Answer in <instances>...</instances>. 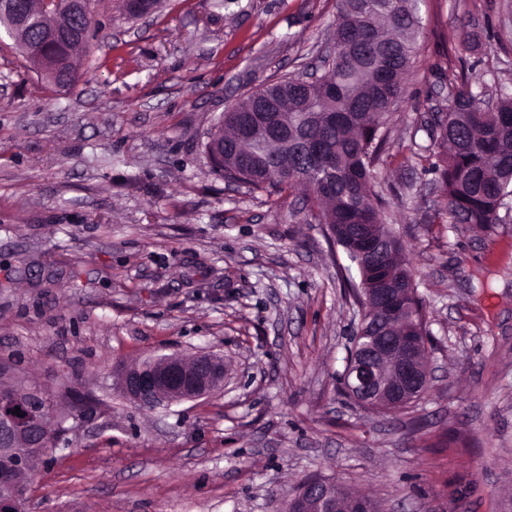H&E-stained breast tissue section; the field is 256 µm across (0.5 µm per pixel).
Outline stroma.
Segmentation results:
<instances>
[{"instance_id":"obj_1","label":"stroma","mask_w":512,"mask_h":512,"mask_svg":"<svg viewBox=\"0 0 512 512\" xmlns=\"http://www.w3.org/2000/svg\"><path fill=\"white\" fill-rule=\"evenodd\" d=\"M336 0H94L77 84L0 35V360L58 402L90 395L32 479L38 512H280L309 476L384 512H512V201L451 223L427 167L430 113L463 79L512 96V0H422L416 62L375 169L426 305L428 390L350 405L360 313L301 191L227 184L205 145L263 83L322 75ZM470 36L472 46L462 43ZM223 353V390L142 410L115 372Z\"/></svg>"}]
</instances>
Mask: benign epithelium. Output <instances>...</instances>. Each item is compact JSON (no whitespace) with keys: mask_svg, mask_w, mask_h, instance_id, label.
<instances>
[{"mask_svg":"<svg viewBox=\"0 0 512 512\" xmlns=\"http://www.w3.org/2000/svg\"><path fill=\"white\" fill-rule=\"evenodd\" d=\"M0 0V14L26 21L36 14L45 19L44 39L29 46L30 55L55 69L62 84L75 82L78 71L63 67L56 57L61 41L80 39L91 22L90 0H68V9L54 8L57 0ZM267 115L257 116L243 124L230 122L241 136L253 140L258 136L267 141L284 137L287 127L281 117V104L265 103ZM360 235L370 250L387 264L395 255L394 243L400 236L383 240L372 234L368 224ZM413 281L390 278L380 287L370 288L361 282V310L354 347L341 374L345 395L364 407L387 411L400 410L419 398L430 382L424 366L428 336L424 328H406L395 321L399 308L414 297ZM224 356L201 352L192 361L178 354L156 355L121 367L116 373L119 391L134 405L151 408L169 407L184 401L209 396L224 387ZM48 397L41 390L28 388L20 393L16 388L0 386V512H25L28 486L24 474L33 460L48 457L53 435L62 432L65 418L57 413L46 415ZM20 408L21 415L13 414ZM285 512H376L375 503L364 496L350 493L321 478L307 479L288 500Z\"/></svg>","mask_w":512,"mask_h":512,"instance_id":"7a95c632","label":"benign epithelium"}]
</instances>
